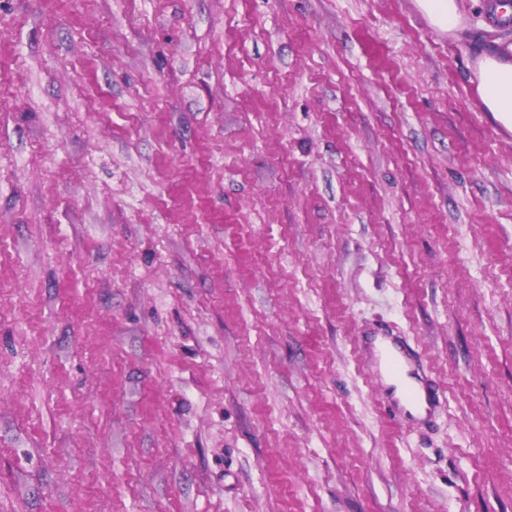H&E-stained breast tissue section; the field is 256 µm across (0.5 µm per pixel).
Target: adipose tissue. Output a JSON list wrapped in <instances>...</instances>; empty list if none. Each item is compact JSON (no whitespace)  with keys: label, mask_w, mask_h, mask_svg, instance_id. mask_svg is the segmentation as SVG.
Instances as JSON below:
<instances>
[{"label":"adipose tissue","mask_w":512,"mask_h":512,"mask_svg":"<svg viewBox=\"0 0 512 512\" xmlns=\"http://www.w3.org/2000/svg\"><path fill=\"white\" fill-rule=\"evenodd\" d=\"M476 68L477 94L485 111L512 128V46L481 55Z\"/></svg>","instance_id":"adipose-tissue-1"}]
</instances>
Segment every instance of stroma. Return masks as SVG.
Here are the masks:
<instances>
[{
  "mask_svg": "<svg viewBox=\"0 0 512 512\" xmlns=\"http://www.w3.org/2000/svg\"><path fill=\"white\" fill-rule=\"evenodd\" d=\"M495 2L0 0V512H512ZM423 17L433 26L451 32L460 22L458 0H415ZM476 68L477 94L485 112H492L499 122L512 128V45L481 55ZM385 355L388 374L404 384L402 391L404 404H400L403 414L408 418L416 419L412 411L420 412L423 410L425 418L429 417L439 403V396L436 392L425 387L424 384L422 392L421 388L408 382L407 378H414L418 382L422 381L413 366L406 346L392 340V348H387ZM407 367H411V369L407 370Z\"/></svg>",
  "mask_w": 512,
  "mask_h": 512,
  "instance_id": "35a3bbf8",
  "label": "stroma"
}]
</instances>
